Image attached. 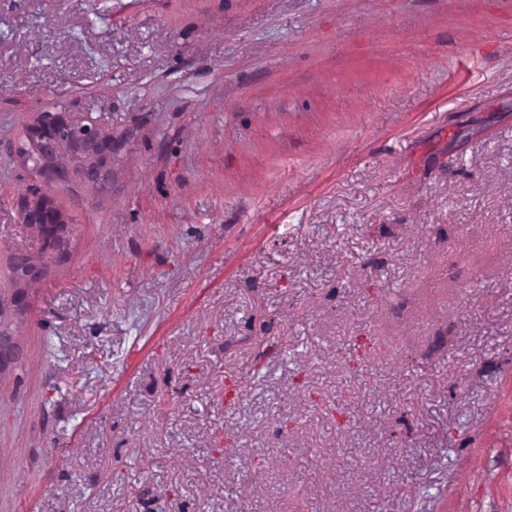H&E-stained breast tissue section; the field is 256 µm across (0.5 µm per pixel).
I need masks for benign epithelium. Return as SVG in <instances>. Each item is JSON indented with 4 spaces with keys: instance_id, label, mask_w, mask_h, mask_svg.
Wrapping results in <instances>:
<instances>
[{
    "instance_id": "7a95c632",
    "label": "benign epithelium",
    "mask_w": 512,
    "mask_h": 512,
    "mask_svg": "<svg viewBox=\"0 0 512 512\" xmlns=\"http://www.w3.org/2000/svg\"><path fill=\"white\" fill-rule=\"evenodd\" d=\"M67 147L77 165L71 169L56 164L60 149ZM114 143L112 133L104 130L89 117L50 116L29 134V149L24 155L37 159L40 174L55 183H66L73 177H80L92 184L108 179L106 169L112 159ZM23 222L35 227L41 240L44 254L56 251L60 246L64 222L54 199L46 192L37 191L28 200L23 211ZM14 287L0 288V378L1 371L16 361V346L13 342L15 323L23 318L29 309L26 285L39 273L35 258L21 255L13 265Z\"/></svg>"
}]
</instances>
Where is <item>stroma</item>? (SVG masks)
Instances as JSON below:
<instances>
[{
	"mask_svg": "<svg viewBox=\"0 0 512 512\" xmlns=\"http://www.w3.org/2000/svg\"><path fill=\"white\" fill-rule=\"evenodd\" d=\"M39 189L0 512H512V0H0L1 281ZM29 149L24 155L35 156L40 174L55 183H66L80 177L92 184L106 181L110 172L105 168L112 159V133L104 130L89 117L49 116L29 134ZM68 147L77 165L72 169L59 168L57 154ZM23 222L35 227L41 240V254H50L60 246L64 222L54 199L46 192L36 191L23 211Z\"/></svg>",
	"mask_w": 512,
	"mask_h": 512,
	"instance_id": "stroma-1",
	"label": "stroma"
}]
</instances>
